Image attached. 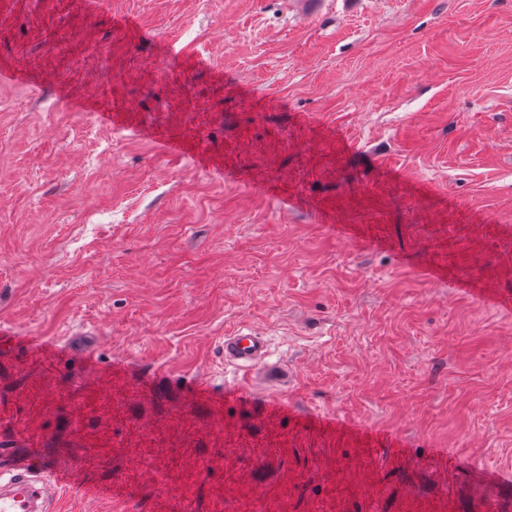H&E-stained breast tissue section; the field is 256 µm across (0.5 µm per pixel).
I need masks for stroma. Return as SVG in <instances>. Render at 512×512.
<instances>
[{"label":"stroma","mask_w":512,"mask_h":512,"mask_svg":"<svg viewBox=\"0 0 512 512\" xmlns=\"http://www.w3.org/2000/svg\"><path fill=\"white\" fill-rule=\"evenodd\" d=\"M1 63L0 442L55 512H512V0H0ZM269 344L265 336L241 326L224 336V361L272 383L288 382V369L269 361Z\"/></svg>","instance_id":"stroma-1"}]
</instances>
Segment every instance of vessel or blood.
Segmentation results:
<instances>
[{
	"label": "vessel or blood",
	"mask_w": 512,
	"mask_h": 512,
	"mask_svg": "<svg viewBox=\"0 0 512 512\" xmlns=\"http://www.w3.org/2000/svg\"><path fill=\"white\" fill-rule=\"evenodd\" d=\"M224 360L272 383L288 380L287 369L270 361L266 337L247 326L225 335ZM70 483L68 474L44 465L0 464V512H47L50 499L63 494Z\"/></svg>",
	"instance_id": "obj_1"
}]
</instances>
